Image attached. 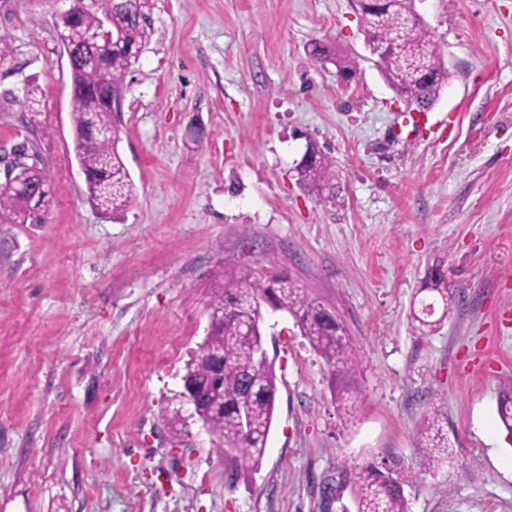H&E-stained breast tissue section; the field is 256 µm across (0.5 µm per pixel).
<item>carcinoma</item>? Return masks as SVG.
I'll use <instances>...</instances> for the list:
<instances>
[{
    "instance_id": "carcinoma-1",
    "label": "carcinoma",
    "mask_w": 512,
    "mask_h": 512,
    "mask_svg": "<svg viewBox=\"0 0 512 512\" xmlns=\"http://www.w3.org/2000/svg\"><path fill=\"white\" fill-rule=\"evenodd\" d=\"M92 10L78 3L60 17V40L77 49L89 51L93 40L107 20L112 26V41L102 42L95 49L94 61L77 58L71 69V96L74 121V156L88 174L87 199L102 215H123L136 203L134 182L118 150L121 108L108 104L124 96V77L136 62L149 40V0H96ZM361 23L370 43L381 44L385 50L378 60L380 71L393 91L413 103L431 104L448 80L434 42V34L416 21L415 0H358ZM307 56L316 63L333 61L343 74L352 75L353 65L339 59L331 47L320 41L308 45ZM41 92L28 85L21 101L23 110L40 112ZM311 160L297 167L299 181L311 192L322 194L335 189L336 170L333 161L316 144L307 146ZM31 156L38 165H21L5 175L0 183V213L25 224L36 216L47 196L48 174L41 154L31 141L19 144L14 156ZM428 301L440 310L434 317L421 309L410 312L413 332L426 336L436 331L456 302L448 290L445 275L428 288ZM268 298L292 315L311 346L336 370L354 365L357 353L343 335L339 322L325 318L323 307L305 289L287 278L268 281L257 279L248 268L224 275L215 285L210 316L224 307V316L211 323L210 334L185 366V373L210 395V404L203 412L229 459L234 476L255 472L262 466L268 435L273 421L277 387L274 363L256 355L263 322L252 317L261 298ZM255 389V398L247 412L248 426H243L234 405L243 381ZM498 417L512 434V387L498 402ZM440 414L425 416L418 428L419 445L428 449L420 467L430 468L446 461L448 437L442 434ZM414 478L413 472L400 464H367L344 470L339 483L349 485L354 495L356 512H409L404 485Z\"/></svg>"
}]
</instances>
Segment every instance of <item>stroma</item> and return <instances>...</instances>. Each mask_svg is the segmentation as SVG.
I'll return each instance as SVG.
<instances>
[{
  "instance_id": "35a3bbf8",
  "label": "stroma",
  "mask_w": 512,
  "mask_h": 512,
  "mask_svg": "<svg viewBox=\"0 0 512 512\" xmlns=\"http://www.w3.org/2000/svg\"><path fill=\"white\" fill-rule=\"evenodd\" d=\"M74 0H0V158L32 139L52 193L0 215V512H354L342 468L415 471L410 512H512V0H416L448 82L426 130L365 44L352 0H151L124 78L118 150L138 200L86 201L58 17ZM353 62L309 60L312 41ZM41 112L18 103L28 81ZM316 143L326 198L298 181ZM461 302L408 324L428 270ZM284 275L341 321L345 373L295 320L266 319L278 392L262 467L228 488L199 422L166 417L225 270ZM357 393L346 421L338 399ZM441 411L452 456L419 472L416 429Z\"/></svg>"
}]
</instances>
